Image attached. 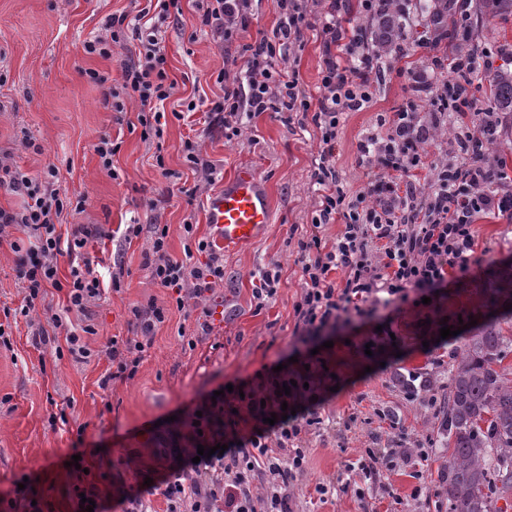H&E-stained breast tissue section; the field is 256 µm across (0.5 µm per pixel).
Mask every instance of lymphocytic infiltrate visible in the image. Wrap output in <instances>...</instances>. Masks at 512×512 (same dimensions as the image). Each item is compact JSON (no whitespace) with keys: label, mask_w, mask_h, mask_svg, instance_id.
<instances>
[{"label":"lymphocytic infiltrate","mask_w":512,"mask_h":512,"mask_svg":"<svg viewBox=\"0 0 512 512\" xmlns=\"http://www.w3.org/2000/svg\"><path fill=\"white\" fill-rule=\"evenodd\" d=\"M319 23H311L296 0H280L282 21L273 37H263L249 45L244 78L220 72L216 81L223 95L209 113L225 129L236 130L242 114L262 112H307L320 133L314 180L319 201L312 220L299 242L302 293L294 306L295 333L304 338L331 329L347 314H373L382 296L405 298L407 290L429 297L446 286L449 271H467L475 253V221L479 213L512 216V178L501 177L494 188H486L482 173L492 165L478 149L458 154L455 163L469 171L470 179L445 183L437 194H423L418 173L426 166L424 145L410 146L402 133L412 124L410 112L396 113L393 119H378L357 141V158L367 171V181L359 189L345 186L333 164L340 129L348 113L364 110L371 101L368 90L372 67L371 50L360 29L342 27L340 17L345 0H324ZM179 0H145L135 17L127 13L107 16L100 33L86 41L88 55L108 58L112 47L135 35V60L121 68L119 77L94 69L85 75L102 90L105 107L126 113L128 103H136V121L143 139L163 134L164 112L159 109L178 89V81L168 70L167 52L160 28L178 8ZM249 0H205L198 9L200 27L209 29L224 44L235 42L248 24ZM317 31L323 50V78L316 103H309L295 70L283 66L281 48L285 43L303 42L309 31ZM414 46L429 69H408V85L413 104L427 103L444 114L455 135L476 137L472 116L474 98L449 101L446 87L435 84L434 71L444 64L442 40L432 25L421 28ZM0 188L20 195L23 206L17 211L0 208V242L8 228L18 227L28 242L14 241L10 248L14 266L26 291L21 314H29L46 288L64 290L67 311L85 313L92 301L100 299V281L91 260L82 256L89 232L77 229L71 239H62L56 229L64 210L83 211L85 199L71 196L59 185V170L50 165L32 177L18 170L10 156L0 155ZM340 224L332 244H325L321 230ZM185 239L193 248L184 259L169 252L170 227H152V254L144 266L151 280L177 293V308L186 297L202 298L224 279V256L208 238L194 239L192 223L182 224ZM205 255V262L188 264L193 253ZM71 256L67 279L58 275V258ZM342 280H335V273ZM139 333L113 336L104 354L109 368L103 384L132 379L151 345L155 331L169 311L156 304L133 308ZM308 373L300 370H266L255 388L245 392L243 404L257 427L240 433L224 428L223 403L211 395L201 396L189 413L191 444L210 448L211 456L199 462L185 460L173 469L160 493L166 512H290L285 489L304 471L305 437L322 424L318 413L283 415L279 395L284 382H292V397L317 395ZM275 424H267L271 414ZM224 453H217L216 445Z\"/></svg>","instance_id":"obj_1"}]
</instances>
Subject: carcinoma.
I'll use <instances>...</instances> for the list:
<instances>
[{
	"mask_svg": "<svg viewBox=\"0 0 512 512\" xmlns=\"http://www.w3.org/2000/svg\"><path fill=\"white\" fill-rule=\"evenodd\" d=\"M478 2L470 9L461 0H415L414 7L447 30L454 73L448 95L468 96L488 81L477 127L483 148L491 151L503 135L497 113L512 112V67L500 65L486 76L490 58L476 47L487 46L483 4L512 16V0ZM363 37L376 54L378 74H384L408 40L406 11L384 20L371 16ZM510 356L512 336L490 322L448 361V398L442 412L448 460L441 472L448 512H503L499 501L512 498V378L503 366Z\"/></svg>",
	"mask_w": 512,
	"mask_h": 512,
	"instance_id": "carcinoma-1",
	"label": "carcinoma"
}]
</instances>
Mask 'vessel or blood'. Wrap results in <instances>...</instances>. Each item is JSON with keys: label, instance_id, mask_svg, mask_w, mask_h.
<instances>
[{"label": "vessel or blood", "instance_id": "obj_1", "mask_svg": "<svg viewBox=\"0 0 512 512\" xmlns=\"http://www.w3.org/2000/svg\"><path fill=\"white\" fill-rule=\"evenodd\" d=\"M206 215L219 246L228 250L251 242L272 221L268 190L254 169L240 168L207 201Z\"/></svg>", "mask_w": 512, "mask_h": 512}]
</instances>
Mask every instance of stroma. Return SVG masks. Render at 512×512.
Returning <instances> with one entry per match:
<instances>
[{"instance_id": "35a3bbf8", "label": "stroma", "mask_w": 512, "mask_h": 512, "mask_svg": "<svg viewBox=\"0 0 512 512\" xmlns=\"http://www.w3.org/2000/svg\"><path fill=\"white\" fill-rule=\"evenodd\" d=\"M179 6L164 26L179 89L164 103L166 125L155 144L104 108L98 87L82 75L96 69L116 76L132 61L137 52L132 39L108 59L86 55L82 46L108 14L136 15V0H0V153H11L15 165L32 176L58 167L62 189L86 200L82 212L62 213L61 232L71 233L79 224L91 230L85 251L98 261L101 282H109L113 265L124 269L120 292L105 291L89 309L97 329L86 339L89 348L98 351L109 337L130 335L133 306L152 301L169 310L136 376L101 388L107 359L79 362L57 355L54 341L34 345L38 333L52 330V315L69 320L65 295L47 289L34 310L20 315L25 291L13 270V253L0 247V309L18 313L9 330L11 348H0V512L31 504L35 512H76V478L67 462L77 452L91 469L87 481L104 512H122L124 499L144 490L145 479L162 486L178 455L170 441H185L183 418L200 395L251 380L287 355L306 362L314 345L318 362L310 372L325 423L309 435L306 469L288 487L291 512H446L442 385L448 361L462 344L461 320L482 324L502 311L495 275L502 263L512 262V220L478 216L474 264L449 277L429 305L399 301L372 318L350 317L313 344L301 343L294 334L299 240L317 202L312 173L319 134L312 127L290 129L284 112L244 117L234 136L221 123L205 120L221 94L218 73L226 69L244 76L243 45L273 36L281 17L278 0H251L249 27L228 50L200 29L194 0H180ZM418 60L414 54L393 61L384 81L374 84L367 109L347 115L336 168L349 186L366 181L357 160L360 133L375 125L378 115L407 109L403 70ZM286 64L297 71L308 100L316 101L323 67L316 35L290 45ZM190 97L197 104L193 112L184 104ZM105 133L119 146L116 180L99 167L93 151ZM193 135L215 166L216 180L190 206L186 191L196 177L182 142ZM26 136L37 150L23 147ZM158 153L164 158L160 166L154 160ZM242 166L262 177L272 222L254 242L225 251L224 281L205 300L223 308L224 319L204 333L196 324L194 301L177 309L174 293L151 280L144 268L146 238L124 243L119 227L133 221L169 225V252L183 257L181 224L192 222L195 237L208 236L205 202ZM275 263L282 269L280 287L257 306L254 277ZM383 325L388 334L380 333ZM445 326L453 329L452 337L441 338ZM182 330L195 335V348L181 341ZM59 407L65 422L50 423ZM368 448H402L406 455L383 482L373 483L349 468ZM329 481L337 488L319 502L314 488Z\"/></svg>"}]
</instances>
